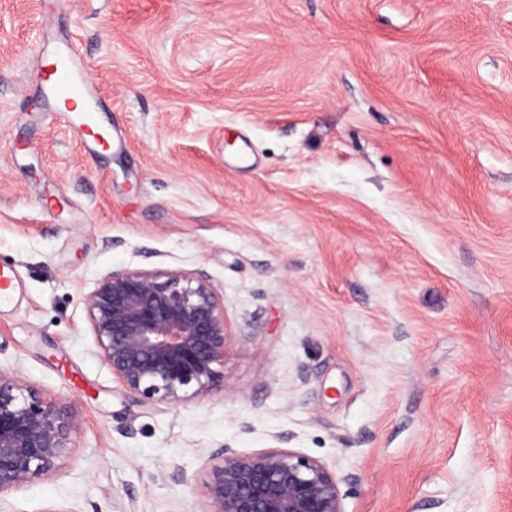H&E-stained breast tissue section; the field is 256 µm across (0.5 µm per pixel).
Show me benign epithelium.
Here are the masks:
<instances>
[{
    "instance_id": "1",
    "label": "benign epithelium",
    "mask_w": 512,
    "mask_h": 512,
    "mask_svg": "<svg viewBox=\"0 0 512 512\" xmlns=\"http://www.w3.org/2000/svg\"><path fill=\"white\" fill-rule=\"evenodd\" d=\"M98 354L126 391L176 404L224 380V298L193 272L120 270L83 297ZM73 413L0 368V494L47 476L72 452ZM211 512H344L336 474L301 453L218 448Z\"/></svg>"
}]
</instances>
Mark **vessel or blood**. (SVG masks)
I'll return each instance as SVG.
<instances>
[{
    "mask_svg": "<svg viewBox=\"0 0 512 512\" xmlns=\"http://www.w3.org/2000/svg\"><path fill=\"white\" fill-rule=\"evenodd\" d=\"M41 80L42 97L49 108L76 120L79 136L90 144L100 145L101 137L95 123L84 115L97 87L69 43H60L45 59ZM19 287L14 268L1 265L0 306L11 305Z\"/></svg>",
    "mask_w": 512,
    "mask_h": 512,
    "instance_id": "1",
    "label": "vessel or blood"
}]
</instances>
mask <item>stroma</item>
Segmentation results:
<instances>
[{"label": "stroma", "instance_id": "35a3bbf8", "mask_svg": "<svg viewBox=\"0 0 512 512\" xmlns=\"http://www.w3.org/2000/svg\"><path fill=\"white\" fill-rule=\"evenodd\" d=\"M49 3L0 0V367L77 428L0 512H206L222 446L321 460L344 512H512V0ZM63 41L107 153L42 109ZM175 268L223 296L227 346L167 405L82 298ZM20 288L19 280L13 267L0 266V306L11 305Z\"/></svg>", "mask_w": 512, "mask_h": 512}]
</instances>
